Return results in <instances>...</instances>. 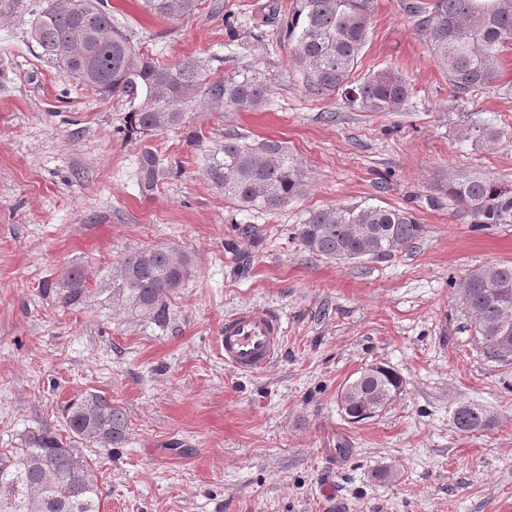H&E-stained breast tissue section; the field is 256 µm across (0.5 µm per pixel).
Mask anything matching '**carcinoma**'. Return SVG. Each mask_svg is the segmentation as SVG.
Returning a JSON list of instances; mask_svg holds the SVG:
<instances>
[{"label":"carcinoma","instance_id":"1","mask_svg":"<svg viewBox=\"0 0 512 512\" xmlns=\"http://www.w3.org/2000/svg\"><path fill=\"white\" fill-rule=\"evenodd\" d=\"M99 0H46L32 25L31 37L54 69L104 96L139 101L128 113L129 139L181 125L183 107L203 93L217 104L237 110L265 104L271 73L264 57L243 62L209 83L198 61L187 58L170 66L135 49L128 34ZM145 7L167 20L194 14L201 0H144ZM408 12L422 17L439 65L459 93L494 81L502 53L512 49V0H418ZM374 0H291L284 11L281 36L294 45V65L304 91L323 99L345 92L364 112H397L409 95L403 75L382 68L354 82L351 72L365 46ZM145 185L161 175L159 159L142 157ZM224 197L255 211L278 210L300 196L307 173L280 141H249L235 135L224 140V158L208 170ZM442 192L473 224H512V187L482 173H457ZM423 225L408 211L381 206H328L309 213L297 237L316 256L334 260L378 258L407 248L421 237ZM188 256L165 245L138 247L114 272L91 287L78 267L61 283L69 306H84L107 295L113 307L142 322L164 324L168 302L191 275ZM512 265L470 271L461 292L470 326L486 353L512 356ZM403 381L390 368L375 365L360 372L341 390L343 410L352 422L383 409L402 391ZM63 420L73 441L118 445L126 440L127 420L112 400L89 392L68 402ZM494 419L480 406L463 404L454 411L462 432H483ZM101 489L94 470L49 427L29 434L25 447L0 455V512H100Z\"/></svg>","mask_w":512,"mask_h":512}]
</instances>
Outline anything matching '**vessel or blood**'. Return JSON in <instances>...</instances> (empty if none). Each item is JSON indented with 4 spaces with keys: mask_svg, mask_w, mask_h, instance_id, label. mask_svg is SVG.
I'll return each mask as SVG.
<instances>
[{
    "mask_svg": "<svg viewBox=\"0 0 512 512\" xmlns=\"http://www.w3.org/2000/svg\"><path fill=\"white\" fill-rule=\"evenodd\" d=\"M224 362L242 374H254L279 356L284 343L281 318L257 307H242L225 316L220 336Z\"/></svg>",
    "mask_w": 512,
    "mask_h": 512,
    "instance_id": "vessel-or-blood-1",
    "label": "vessel or blood"
}]
</instances>
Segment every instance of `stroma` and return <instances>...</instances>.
I'll return each mask as SVG.
<instances>
[{
	"instance_id": "obj_1",
	"label": "stroma",
	"mask_w": 512,
	"mask_h": 512,
	"mask_svg": "<svg viewBox=\"0 0 512 512\" xmlns=\"http://www.w3.org/2000/svg\"><path fill=\"white\" fill-rule=\"evenodd\" d=\"M275 1L287 2L202 0L169 22L143 0H107L135 47L167 64L192 57L220 80L259 34L275 73L260 109L200 96L180 127L128 140L127 99L41 60L30 30L43 0H0V454L45 427L64 433L63 406L92 391L128 425L122 445L79 447L102 512H512V357L486 355L460 291L470 270L512 264V224H471L440 190L465 171L512 186V50L493 84L457 93L406 0H375L351 77L398 69L409 97L363 112L338 93L306 95L292 44L262 21ZM482 125L504 139L475 141ZM237 133L285 142L305 193L272 212L225 198L207 168ZM148 151L166 169L149 191ZM334 204L400 208L424 232L380 259L313 256L296 230ZM157 244L193 265L165 325L103 296L63 304L69 268L95 281ZM245 306L277 313L285 331L281 355L252 375L227 367L218 341ZM371 365L402 391L350 422L338 396ZM467 403L493 427L459 432L453 412Z\"/></svg>"
}]
</instances>
